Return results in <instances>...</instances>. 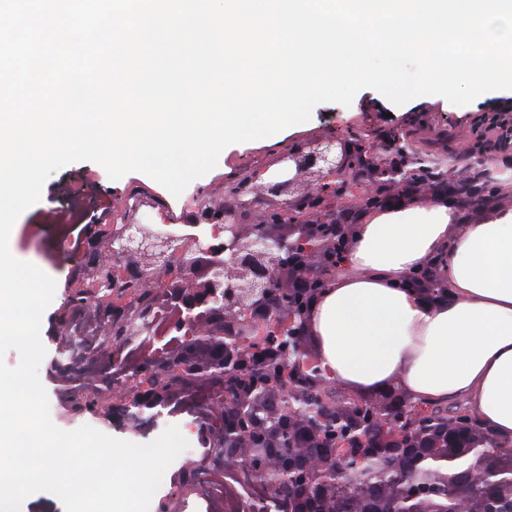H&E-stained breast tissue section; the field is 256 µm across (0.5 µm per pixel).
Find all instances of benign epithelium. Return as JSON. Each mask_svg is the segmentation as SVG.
Returning a JSON list of instances; mask_svg holds the SVG:
<instances>
[{"label":"benign epithelium","mask_w":512,"mask_h":512,"mask_svg":"<svg viewBox=\"0 0 512 512\" xmlns=\"http://www.w3.org/2000/svg\"><path fill=\"white\" fill-rule=\"evenodd\" d=\"M353 141L336 135L283 156L278 180L250 182V191L288 199L266 209L241 200L221 212L219 233H160L141 224L87 225L89 251L78 268L93 275L101 268L95 243L121 244L115 271L139 275L138 291L103 299L74 301L52 322L57 357L50 374L68 377L89 360L100 363L91 390L103 397L96 411L104 424L141 430L156 417L152 410L180 401L200 388L209 393L196 431L208 448L205 462H192L160 505L173 512L184 494L197 487L209 467L237 463L264 486L266 501L289 512H336V490L345 473L336 468L342 451L329 437L336 407L314 411L296 407L289 397L288 338L295 340L301 368L319 364L309 341L308 318L315 301L336 275V236L353 237L349 216L366 207L371 187L344 204L331 196V182L348 173ZM317 201L307 214L296 205ZM81 309L93 315L95 330L74 318ZM175 340L155 346L140 366L127 364V353L145 335ZM93 337L94 347L73 344V336ZM208 353L199 355V346ZM398 448H370L359 437L366 458L386 453L404 467L416 454L407 433L391 430ZM420 486L402 498L393 512H423Z\"/></svg>","instance_id":"1"}]
</instances>
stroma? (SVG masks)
Returning a JSON list of instances; mask_svg holds the SVG:
<instances>
[{
    "label": "stroma",
    "mask_w": 512,
    "mask_h": 512,
    "mask_svg": "<svg viewBox=\"0 0 512 512\" xmlns=\"http://www.w3.org/2000/svg\"><path fill=\"white\" fill-rule=\"evenodd\" d=\"M506 105H512L511 97L492 96L465 106L436 101L418 104L405 112L391 111L373 90H361L351 105H317L302 129L283 132L272 141L261 139L242 144L214 169L192 181L177 197L139 171L114 181L100 165L76 162L54 172L43 187L40 201L15 223L9 241L16 258L35 264L56 281L54 298L41 322L40 336L47 359L39 367L53 423L66 431L81 425L69 412L68 400L75 389L74 383L51 378L48 360L56 355V346L49 338L51 320L66 301L75 271L74 258L87 245L85 224H171L180 231L194 220L200 204L216 208L233 204L234 197L227 192L229 185L253 171L278 170L282 156L312 140L361 131L380 144L396 128L411 131L412 144L418 153L437 157L448 151L458 167L488 168L498 182V205L511 208L512 154L506 156L494 151L478 155L470 151L474 138L495 139L496 132L491 129L489 118L492 112ZM76 198L86 202L84 225L76 226L68 236L54 235L47 228V216L64 213ZM196 419V414L179 413L169 406L161 409L156 426L147 431H122L104 424L99 430L118 439L145 444L157 438L162 429L174 425L184 433L190 447L195 448L199 441L190 426Z\"/></svg>",
    "instance_id": "35a3bbf8"
}]
</instances>
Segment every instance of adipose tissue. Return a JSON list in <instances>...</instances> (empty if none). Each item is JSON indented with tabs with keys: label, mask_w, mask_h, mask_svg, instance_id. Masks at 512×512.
Wrapping results in <instances>:
<instances>
[{
	"label": "adipose tissue",
	"mask_w": 512,
	"mask_h": 512,
	"mask_svg": "<svg viewBox=\"0 0 512 512\" xmlns=\"http://www.w3.org/2000/svg\"><path fill=\"white\" fill-rule=\"evenodd\" d=\"M428 266L443 296L407 284ZM309 333L326 378L349 393L462 403L512 442V208L462 224L439 197L364 215Z\"/></svg>",
	"instance_id": "1"
}]
</instances>
